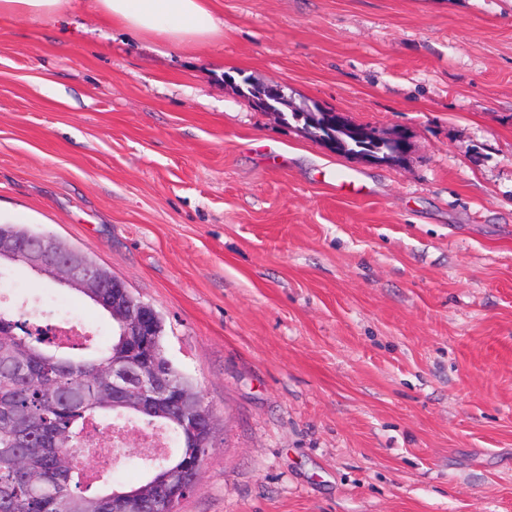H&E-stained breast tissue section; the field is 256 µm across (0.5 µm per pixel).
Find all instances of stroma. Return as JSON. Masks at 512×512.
<instances>
[{
	"instance_id": "35a3bbf8",
	"label": "stroma",
	"mask_w": 512,
	"mask_h": 512,
	"mask_svg": "<svg viewBox=\"0 0 512 512\" xmlns=\"http://www.w3.org/2000/svg\"><path fill=\"white\" fill-rule=\"evenodd\" d=\"M174 50L0 19V218L121 279L217 425L179 512H512V0H213ZM408 139L354 159L245 94ZM34 325L113 322L0 267Z\"/></svg>"
}]
</instances>
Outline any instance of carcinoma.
Listing matches in <instances>:
<instances>
[{
  "label": "carcinoma",
  "mask_w": 512,
  "mask_h": 512,
  "mask_svg": "<svg viewBox=\"0 0 512 512\" xmlns=\"http://www.w3.org/2000/svg\"><path fill=\"white\" fill-rule=\"evenodd\" d=\"M305 115L307 126L318 136L324 132L326 112L298 108L291 118ZM338 152L349 155L379 149L372 135L359 139L349 133H338ZM0 235L26 243L39 234L14 224H0ZM122 353L121 336L102 347L95 338H88L78 351L55 350V338L36 336L25 330L7 309H0V403H18L35 397L39 407L34 423L27 429L30 447L24 451L16 429L0 418V448L11 449L0 456V512H70L74 508L100 509L112 512V493H136L141 486L121 483L110 487L89 488L82 482L81 468L67 467L59 458V448H76L89 406L101 391L102 382L93 375L100 365L112 364V357ZM141 416L155 426L167 430L174 442L177 458L158 459L152 468L155 476L180 467L193 478L195 467L205 449L197 447L195 438L184 434L179 426L180 415L170 409L147 406Z\"/></svg>",
  "instance_id": "obj_1"
}]
</instances>
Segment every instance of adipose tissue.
Returning <instances> with one entry per match:
<instances>
[{"instance_id": "obj_1", "label": "adipose tissue", "mask_w": 512, "mask_h": 512, "mask_svg": "<svg viewBox=\"0 0 512 512\" xmlns=\"http://www.w3.org/2000/svg\"><path fill=\"white\" fill-rule=\"evenodd\" d=\"M71 0H0V18L57 20ZM96 12L112 24L177 49L223 35L211 0H94Z\"/></svg>"}]
</instances>
